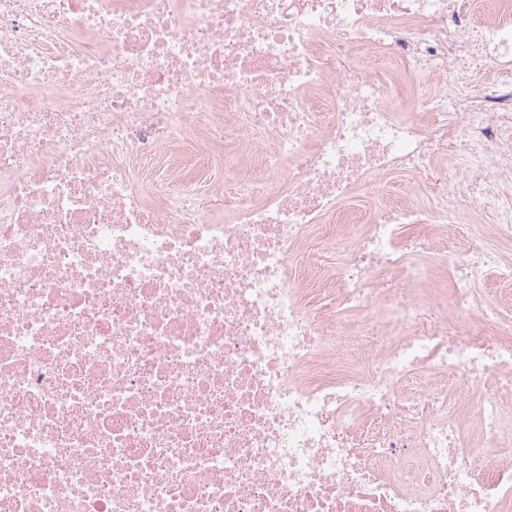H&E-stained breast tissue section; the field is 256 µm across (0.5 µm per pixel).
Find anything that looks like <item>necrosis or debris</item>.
<instances>
[{
  "mask_svg": "<svg viewBox=\"0 0 512 512\" xmlns=\"http://www.w3.org/2000/svg\"><path fill=\"white\" fill-rule=\"evenodd\" d=\"M510 185L512 0H0V512H512ZM405 192L404 183L402 181L390 182L380 188L378 195H362L353 201V205L350 203H343L338 205L336 213H343L349 210H353L355 205L360 207H374L383 200H391L397 196H403ZM361 209V208H360ZM484 294L497 301L506 318L512 321V282L501 281L494 269L486 271L481 278Z\"/></svg>",
  "mask_w": 512,
  "mask_h": 512,
  "instance_id": "obj_1",
  "label": "necrosis or debris"
}]
</instances>
